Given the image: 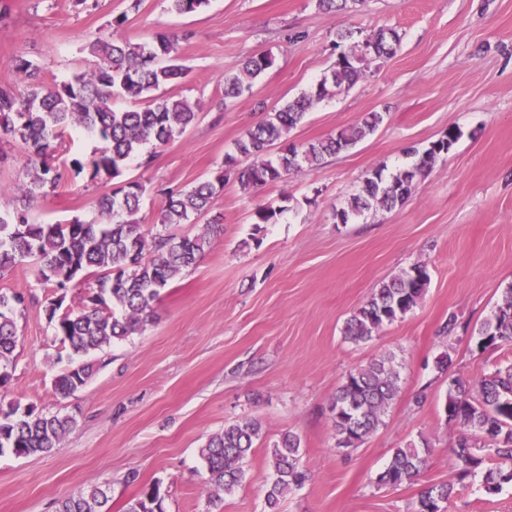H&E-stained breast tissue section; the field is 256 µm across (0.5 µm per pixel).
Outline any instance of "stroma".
Instances as JSON below:
<instances>
[{
	"label": "stroma",
	"mask_w": 512,
	"mask_h": 512,
	"mask_svg": "<svg viewBox=\"0 0 512 512\" xmlns=\"http://www.w3.org/2000/svg\"><path fill=\"white\" fill-rule=\"evenodd\" d=\"M9 4L0 18L2 86L15 83L20 57L48 83L87 70L88 45L103 32L133 42L176 37L189 68L176 91L199 104L198 120L149 165L136 158L123 173L147 187L138 217L151 235L165 191L212 176L248 127L331 67L337 31L368 35L387 24L402 43L372 64L366 81L309 112L291 138H324L383 113L374 134L250 192L225 182L211 210L223 233L161 290L142 334L92 355L94 374L73 395L53 388L71 362L44 313L56 288L30 261L0 275V290L26 298L0 401L75 420L49 454L0 455V512H56L58 501L93 485L107 488L109 512H125L152 484L166 512H265L268 450L288 431L301 439L309 479L284 496L280 512H415L422 489L442 483L454 486L447 512H512V486L489 495L481 477L456 479L462 431L443 410L453 379L475 381L512 363V342L487 350L476 343L512 286V0H364L336 14L316 0H211L184 16L169 13L167 0ZM256 51L271 52L273 66L250 94L225 100V71ZM451 128L458 141L403 206L336 220L371 170L404 167L407 148H426ZM101 147L89 133L64 136L49 160L63 178L29 205L31 223L96 218L108 185L90 162ZM77 159L83 172L73 170ZM260 206L283 207L278 223L255 226ZM416 264L431 277L418 306L368 342L345 339V321L373 290ZM445 354L451 362L442 371ZM381 355L399 373V393L375 433L337 449L330 402L350 371ZM243 417L257 419L263 436L243 464V485L218 498L200 450ZM410 445L429 447L425 469L379 485L394 449Z\"/></svg>",
	"instance_id": "stroma-1"
}]
</instances>
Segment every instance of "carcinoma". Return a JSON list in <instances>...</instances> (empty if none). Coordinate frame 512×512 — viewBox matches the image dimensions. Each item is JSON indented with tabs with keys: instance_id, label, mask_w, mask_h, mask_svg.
Here are the masks:
<instances>
[{
	"instance_id": "1",
	"label": "carcinoma",
	"mask_w": 512,
	"mask_h": 512,
	"mask_svg": "<svg viewBox=\"0 0 512 512\" xmlns=\"http://www.w3.org/2000/svg\"><path fill=\"white\" fill-rule=\"evenodd\" d=\"M210 0H168L176 15L199 13ZM402 40L393 27H380L355 39L347 29L336 33L332 49L336 61L307 92L266 113L247 129L224 155V169L212 178L187 189L165 193L156 223L165 228L188 224L207 214L224 182L235 178L244 191L284 180L303 166L314 167L325 157L345 151L373 134L383 122L380 112L366 114L356 126L323 139L297 145L288 135L317 105L348 92L368 76L370 64L393 55ZM164 33L148 41L117 40L107 32L89 44L91 67L62 84H47L39 68L25 58L16 60V71L24 88L0 87V140L21 143L26 180L11 190L21 206L0 209V274L31 259L39 279L52 283L61 294L45 308L55 335L69 346L78 363L57 375L55 391L68 397L83 387L94 372L88 360L93 352L145 330L154 320L153 303L183 270L195 265L205 245L224 232L218 219L203 225L194 236L176 237L161 232L147 237L136 218L146 192L140 181L123 182L106 190L98 199V216L92 221L75 219L68 224H31L27 208L57 186L59 176L49 158L68 130L82 128L106 143L93 159V176L110 179L122 175L126 164L146 146L163 148L181 137L198 117V106L178 95L157 94L186 77L176 48ZM273 64L268 52L246 57L240 66L224 73V99L251 92ZM138 103L122 108L118 98ZM459 133L448 132L427 148H411L408 167L385 174L380 166L368 173L363 195L348 209L335 213L341 223L376 204L392 210L405 203L416 183L432 168L436 158L448 152ZM284 208L260 207L257 224H274ZM84 282L87 295L75 309L63 308L66 290L74 281ZM426 267L415 265L403 275L383 282L366 302L347 319L344 335L365 342L384 325L391 324L417 306L430 284ZM26 309L24 295L0 291V389L11 380L19 338L18 319ZM512 341V285L502 303L478 329L482 350ZM398 393V374L391 358L381 356L368 366L349 372L331 402L336 448L349 449L376 431L382 415ZM448 423L463 428L454 452L457 477L465 479L483 467L486 457L498 459L484 472L486 493L495 494L512 485V364L498 367L475 385L457 379L444 404ZM69 416L47 415L32 405L11 404L0 408V455L17 457L46 454L71 430ZM261 423L245 417L224 427L201 448L207 484L228 493L244 478L243 463L261 438ZM487 451L488 456L480 455ZM429 449L396 448L377 482L401 485L427 465ZM272 481L265 495L268 512L277 508L286 493L306 481L300 467V438L286 433L271 450ZM452 486L439 484L425 489L416 512H441ZM164 495L153 484L142 488L127 512H165ZM109 497L99 486H91L60 501L57 512H107Z\"/></svg>"
}]
</instances>
